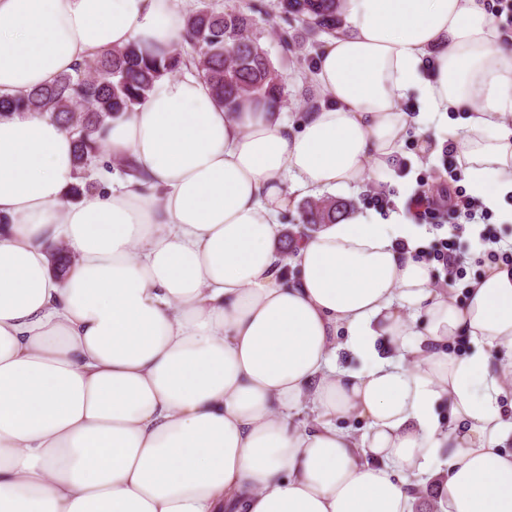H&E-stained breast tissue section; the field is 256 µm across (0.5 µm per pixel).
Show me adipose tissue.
Instances as JSON below:
<instances>
[{"label": "adipose tissue", "instance_id": "adipose-tissue-1", "mask_svg": "<svg viewBox=\"0 0 512 512\" xmlns=\"http://www.w3.org/2000/svg\"><path fill=\"white\" fill-rule=\"evenodd\" d=\"M184 2L0 0V95L133 41L173 49ZM343 5L315 59L325 102L298 126L165 76L101 139L144 180L77 203L69 130L0 117V512H415L426 476L440 512H512L491 357L512 353V271L487 268L458 305L403 213L339 218L288 259L278 222L304 197L388 179L414 122L511 224L512 40L483 0ZM451 111L461 121L431 132ZM461 335L463 357L447 348ZM352 416L366 433L343 427Z\"/></svg>", "mask_w": 512, "mask_h": 512}]
</instances>
